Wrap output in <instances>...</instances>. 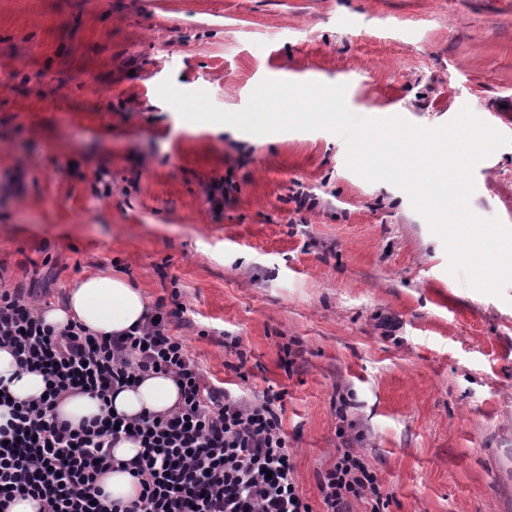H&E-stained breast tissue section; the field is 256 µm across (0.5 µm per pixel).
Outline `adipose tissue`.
Masks as SVG:
<instances>
[{
	"label": "adipose tissue",
	"instance_id": "1",
	"mask_svg": "<svg viewBox=\"0 0 512 512\" xmlns=\"http://www.w3.org/2000/svg\"><path fill=\"white\" fill-rule=\"evenodd\" d=\"M152 310L143 292L121 276L95 274L86 276L68 289L63 302L44 308L46 324L61 328L75 322L98 337L125 335L151 316ZM0 381L20 399L36 398L45 391V381L36 372H18L15 359L0 348ZM180 402V391L174 378L154 374L137 386L112 397L116 414L128 417L150 411L163 414Z\"/></svg>",
	"mask_w": 512,
	"mask_h": 512
}]
</instances>
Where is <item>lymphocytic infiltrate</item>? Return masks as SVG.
Returning a JSON list of instances; mask_svg holds the SVG:
<instances>
[{"label":"lymphocytic infiltrate","mask_w":512,"mask_h":512,"mask_svg":"<svg viewBox=\"0 0 512 512\" xmlns=\"http://www.w3.org/2000/svg\"><path fill=\"white\" fill-rule=\"evenodd\" d=\"M182 304H156L154 316L117 338L91 336L80 324L57 329L40 318L23 289L0 292V348L19 370L36 371L45 396L19 400L0 395L10 417L0 425V512L16 497L38 501V512H313L303 494L279 412L282 395L258 399L211 384L172 320ZM173 376L181 390L177 410L116 418L110 409L73 425L55 413L68 394L107 401L114 389L153 372ZM139 440L143 451L116 462L121 439ZM128 470L140 493L124 503L98 485L113 467ZM323 512H350L367 500L385 512L377 474L355 449H337L318 476Z\"/></svg>","instance_id":"obj_1"}]
</instances>
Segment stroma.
Returning <instances> with one entry per match:
<instances>
[{
	"label": "stroma",
	"mask_w": 512,
	"mask_h": 512,
	"mask_svg": "<svg viewBox=\"0 0 512 512\" xmlns=\"http://www.w3.org/2000/svg\"><path fill=\"white\" fill-rule=\"evenodd\" d=\"M168 78L228 112L267 79L428 128L467 106L512 139V0H0V290L111 272L179 300L213 382L283 392L314 512L346 419L388 512H512V284L450 274L340 136L184 120ZM473 178L512 227V143Z\"/></svg>",
	"instance_id": "stroma-1"
}]
</instances>
